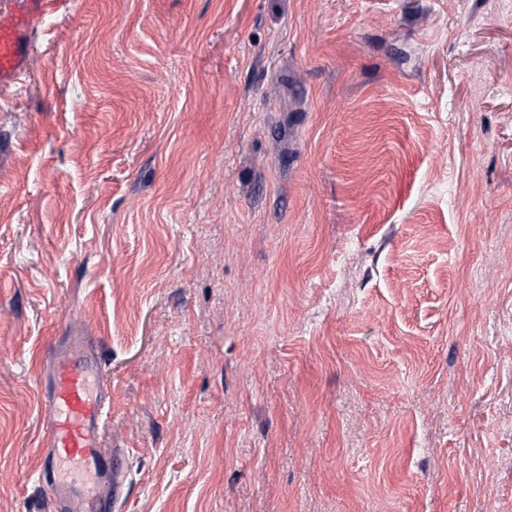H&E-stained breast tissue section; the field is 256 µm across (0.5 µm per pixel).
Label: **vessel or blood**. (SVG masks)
Segmentation results:
<instances>
[{"label": "vessel or blood", "mask_w": 512, "mask_h": 512, "mask_svg": "<svg viewBox=\"0 0 512 512\" xmlns=\"http://www.w3.org/2000/svg\"><path fill=\"white\" fill-rule=\"evenodd\" d=\"M49 0H0V86L24 75L33 36ZM47 383L40 389L43 453L36 476L61 512H119L125 498L128 458L104 447L111 417L112 384L89 337L77 336L44 358Z\"/></svg>", "instance_id": "b4317fda"}]
</instances>
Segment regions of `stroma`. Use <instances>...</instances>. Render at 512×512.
<instances>
[{
  "label": "stroma",
  "mask_w": 512,
  "mask_h": 512,
  "mask_svg": "<svg viewBox=\"0 0 512 512\" xmlns=\"http://www.w3.org/2000/svg\"><path fill=\"white\" fill-rule=\"evenodd\" d=\"M103 339L124 512H512V0H52L0 87V512Z\"/></svg>",
  "instance_id": "35a3bbf8"
}]
</instances>
